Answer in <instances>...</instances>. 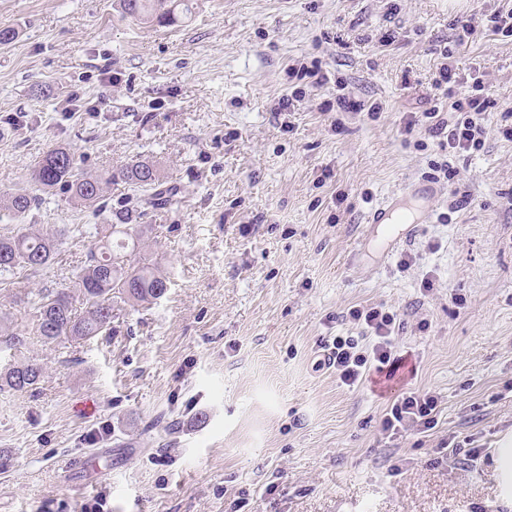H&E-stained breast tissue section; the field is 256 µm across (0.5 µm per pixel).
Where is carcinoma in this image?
I'll list each match as a JSON object with an SVG mask.
<instances>
[{"label":"carcinoma","mask_w":512,"mask_h":512,"mask_svg":"<svg viewBox=\"0 0 512 512\" xmlns=\"http://www.w3.org/2000/svg\"><path fill=\"white\" fill-rule=\"evenodd\" d=\"M124 17L173 26L178 13L189 11L188 0H118ZM32 180L47 192L63 191L88 207L101 204L105 188L123 183L141 192L143 210L163 209L177 196L173 188H164L155 165L137 160L108 175L77 171L70 149L56 146L32 166ZM40 202L25 192L0 198V209L21 221ZM149 231L147 224H100L87 227L86 234L98 239V251L90 252L76 275L75 289L60 288L36 294L33 309L36 333L43 342H86L109 335L119 304L132 307L153 304L168 290L167 276L156 266L126 265L125 258L137 253ZM58 242L32 224H25L16 234L0 236V278L23 270H36L51 264ZM80 299L76 308L74 298ZM25 337L10 329L0 318V352L25 345ZM44 376V366L35 359L17 361L0 370V392L34 393Z\"/></svg>","instance_id":"obj_1"}]
</instances>
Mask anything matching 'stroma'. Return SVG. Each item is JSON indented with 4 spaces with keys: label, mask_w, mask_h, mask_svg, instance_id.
<instances>
[{
    "label": "stroma",
    "mask_w": 512,
    "mask_h": 512,
    "mask_svg": "<svg viewBox=\"0 0 512 512\" xmlns=\"http://www.w3.org/2000/svg\"><path fill=\"white\" fill-rule=\"evenodd\" d=\"M191 3L162 27L122 17L116 0H0V26L18 33L0 46V196H41L27 223L63 237L51 265L0 286V312L27 339L0 368L46 367L36 395L0 392L12 458L0 512H512L495 463L512 432V141L496 132L512 107V36L457 39L459 21L512 0ZM447 52L495 101L478 152L451 156L424 125L405 130L433 106ZM303 57L330 81L281 113ZM340 94L384 109L332 131L319 105ZM74 95L108 104L69 119L60 105ZM59 145L90 173L153 162L178 191L144 216L137 256L166 273V295L75 347L42 343L25 295L71 286L93 244L75 226L119 223L139 194L109 186L96 210L42 194L31 166ZM445 160L470 205L449 212L441 185L429 222L385 249L368 214ZM354 305L397 312L399 391L438 395L433 430L383 438L397 391L318 367L321 341L368 347L345 318ZM452 440L480 449L477 463L445 453ZM75 457L90 461L82 495L62 480Z\"/></svg>",
    "instance_id": "obj_1"
}]
</instances>
